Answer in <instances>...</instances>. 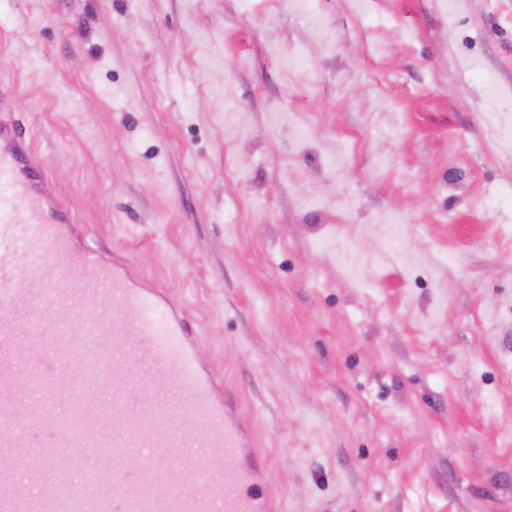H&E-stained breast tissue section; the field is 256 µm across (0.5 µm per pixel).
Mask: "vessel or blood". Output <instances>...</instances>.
<instances>
[{"mask_svg":"<svg viewBox=\"0 0 512 512\" xmlns=\"http://www.w3.org/2000/svg\"><path fill=\"white\" fill-rule=\"evenodd\" d=\"M46 167L14 124L0 122V387L25 383L38 411L0 409V447L33 448L47 492L20 491V476L0 480V512H273L264 495L266 459L252 446L228 400L215 396L201 371L184 314L162 293L136 285L122 265H100L75 253L74 218L43 191ZM82 267L97 268L73 308L60 306ZM111 294L115 311L96 305ZM79 367L111 379L114 398L103 415L79 390L85 423L51 404L58 374ZM172 389L129 413L131 388ZM127 421L123 431L110 421ZM62 448H82L81 473L59 470ZM156 448H206L204 469L177 470Z\"/></svg>","mask_w":512,"mask_h":512,"instance_id":"obj_1","label":"vessel or blood"}]
</instances>
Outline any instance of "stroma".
Listing matches in <instances>:
<instances>
[{"mask_svg":"<svg viewBox=\"0 0 512 512\" xmlns=\"http://www.w3.org/2000/svg\"><path fill=\"white\" fill-rule=\"evenodd\" d=\"M0 120L279 512H512V0H0Z\"/></svg>","mask_w":512,"mask_h":512,"instance_id":"obj_1","label":"stroma"}]
</instances>
